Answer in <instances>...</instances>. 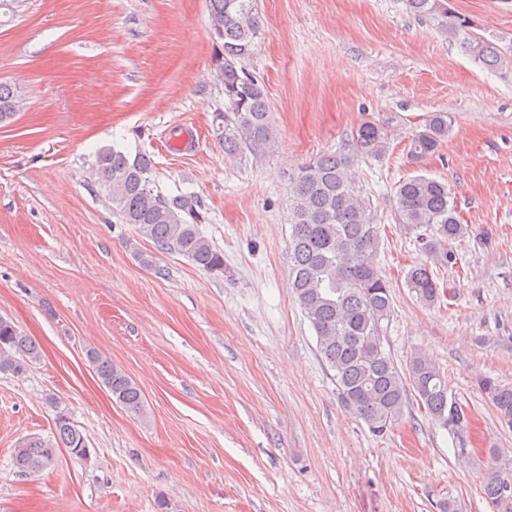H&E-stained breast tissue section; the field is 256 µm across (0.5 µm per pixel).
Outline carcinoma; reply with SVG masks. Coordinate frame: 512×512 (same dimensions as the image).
Listing matches in <instances>:
<instances>
[{
  "instance_id": "obj_1",
  "label": "carcinoma",
  "mask_w": 512,
  "mask_h": 512,
  "mask_svg": "<svg viewBox=\"0 0 512 512\" xmlns=\"http://www.w3.org/2000/svg\"><path fill=\"white\" fill-rule=\"evenodd\" d=\"M405 2L411 13L436 22L449 40L488 67L508 58L475 35L469 19L448 8V0ZM209 6L213 33L224 49V130L219 133L224 153L231 158L260 153L272 143L273 125L265 86L245 68L263 35L257 0H209ZM18 103V94L0 84V123L14 116ZM450 130L448 113H434L411 135L409 158L419 162L438 152ZM352 142L351 151L311 157L288 175L290 286L314 329L320 354L334 371L338 397L347 411L379 435L403 415L412 393L434 423L448 428L452 412L456 431L462 432L469 425V413L448 396L440 368L419 353L401 368L384 346L382 322L391 315V296L377 263L379 228L354 190L353 170L360 160L386 152L389 133L365 121ZM94 170L112 214L132 225L157 252L182 256L207 272L224 271V253L199 229L204 217L195 198L165 194L154 178L150 155L107 148L98 153ZM395 198L398 223L416 234L425 255L424 262L406 273V286L420 302L433 305L441 293L432 267L456 260L454 244L464 241L468 229L445 182L417 175L399 184ZM39 358L38 344L0 316V373L21 376ZM89 360L112 398L126 410L142 413L143 396L132 379L94 351ZM479 386L500 419L512 426V386L490 377L481 379ZM54 425L51 439L30 436L17 442L12 453L15 468L36 476L54 464L62 448L76 456L88 454L83 433L66 409L56 407ZM481 494L496 512L512 501V459L502 458L498 448L488 451Z\"/></svg>"
}]
</instances>
